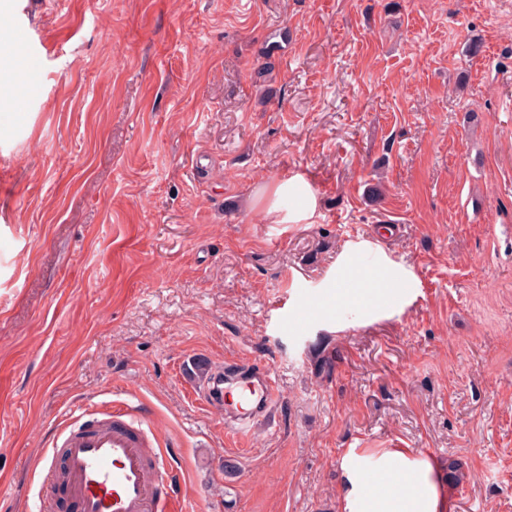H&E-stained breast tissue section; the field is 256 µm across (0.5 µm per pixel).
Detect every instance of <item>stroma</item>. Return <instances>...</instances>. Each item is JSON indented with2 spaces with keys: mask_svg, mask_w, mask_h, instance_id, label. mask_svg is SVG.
I'll return each instance as SVG.
<instances>
[{
  "mask_svg": "<svg viewBox=\"0 0 512 512\" xmlns=\"http://www.w3.org/2000/svg\"><path fill=\"white\" fill-rule=\"evenodd\" d=\"M15 27L0 512L57 495L34 462L79 400L141 405L189 512H342L345 451L397 444L462 469L452 512H512V0H24ZM295 176L314 222L269 223ZM359 240L412 302L314 325ZM199 361L267 368L275 423L227 428ZM303 181L301 177H294L284 180L275 185L270 193L267 194L265 216L272 224H297L300 222L309 223L317 212V201L311 194H306L301 207L287 216L280 214L279 202L283 195L288 193L289 189L296 188L298 182Z\"/></svg>",
  "mask_w": 512,
  "mask_h": 512,
  "instance_id": "35a3bbf8",
  "label": "stroma"
}]
</instances>
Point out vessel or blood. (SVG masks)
<instances>
[{
  "label": "vessel or blood",
  "mask_w": 512,
  "mask_h": 512,
  "mask_svg": "<svg viewBox=\"0 0 512 512\" xmlns=\"http://www.w3.org/2000/svg\"><path fill=\"white\" fill-rule=\"evenodd\" d=\"M203 396L241 434L277 401L267 369L231 365L212 375ZM174 456V443L159 438L138 407L76 402L39 460L62 496L39 499L36 512H187Z\"/></svg>",
  "instance_id": "obj_1"
}]
</instances>
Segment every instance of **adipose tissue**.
Here are the masks:
<instances>
[{
    "label": "adipose tissue",
    "instance_id": "ef3b65f1",
    "mask_svg": "<svg viewBox=\"0 0 512 512\" xmlns=\"http://www.w3.org/2000/svg\"><path fill=\"white\" fill-rule=\"evenodd\" d=\"M298 185L290 178L267 195L265 216L273 224H297L312 220L317 212L313 195H305L301 207L281 215L279 202ZM414 275L405 265L390 259L368 241L350 242L336 260V270L326 282L314 314L327 313L329 305L365 320L403 308L412 294ZM342 512H448V497L438 480V467L429 458L407 448L378 451L372 467L348 450L341 459Z\"/></svg>",
    "mask_w": 512,
    "mask_h": 512
}]
</instances>
